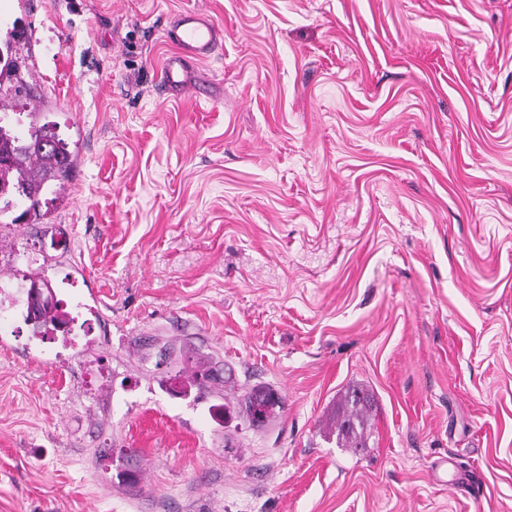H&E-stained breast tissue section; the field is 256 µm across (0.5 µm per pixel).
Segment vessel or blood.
<instances>
[{
  "label": "vessel or blood",
  "mask_w": 512,
  "mask_h": 512,
  "mask_svg": "<svg viewBox=\"0 0 512 512\" xmlns=\"http://www.w3.org/2000/svg\"><path fill=\"white\" fill-rule=\"evenodd\" d=\"M171 33L178 45L161 69L158 90L168 95L179 91L196 62L209 58L221 43L214 22L194 11H185L173 22Z\"/></svg>",
  "instance_id": "b4317fda"
}]
</instances>
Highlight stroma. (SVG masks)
Listing matches in <instances>:
<instances>
[{
    "mask_svg": "<svg viewBox=\"0 0 512 512\" xmlns=\"http://www.w3.org/2000/svg\"><path fill=\"white\" fill-rule=\"evenodd\" d=\"M185 10L224 41L163 96ZM16 26L7 123L77 159L0 218V284L90 317L0 335V512H512V0H0ZM264 394H267L266 396H263ZM259 394L251 395L249 397L248 405H247V416L250 424L252 426H262L266 420L268 419L269 415L272 413L273 409L275 408V405L278 403L282 404L280 397L278 396V403H273L270 407V409L267 408L268 402L267 397L271 395V393L275 392L272 389H267ZM246 401V402H247ZM265 415V420L261 421V419ZM258 421V424H255V422ZM370 396L361 389L349 390L336 409V445L340 448H363L368 435L366 410Z\"/></svg>",
    "mask_w": 512,
    "mask_h": 512,
    "instance_id": "obj_1",
    "label": "stroma"
}]
</instances>
